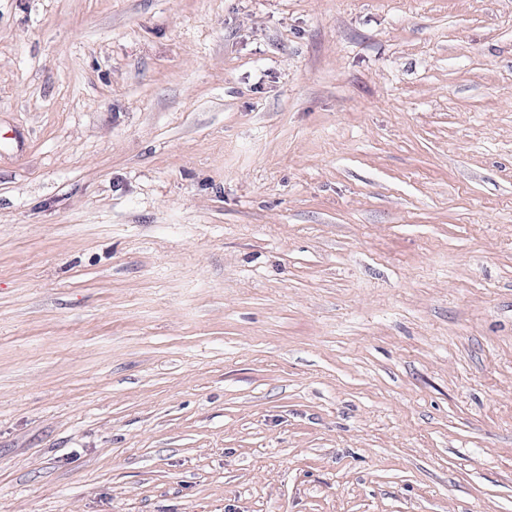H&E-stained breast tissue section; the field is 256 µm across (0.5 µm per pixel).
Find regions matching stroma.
I'll use <instances>...</instances> for the list:
<instances>
[{
  "label": "stroma",
  "mask_w": 512,
  "mask_h": 512,
  "mask_svg": "<svg viewBox=\"0 0 512 512\" xmlns=\"http://www.w3.org/2000/svg\"><path fill=\"white\" fill-rule=\"evenodd\" d=\"M0 512H512V0H0Z\"/></svg>",
  "instance_id": "35a3bbf8"
}]
</instances>
